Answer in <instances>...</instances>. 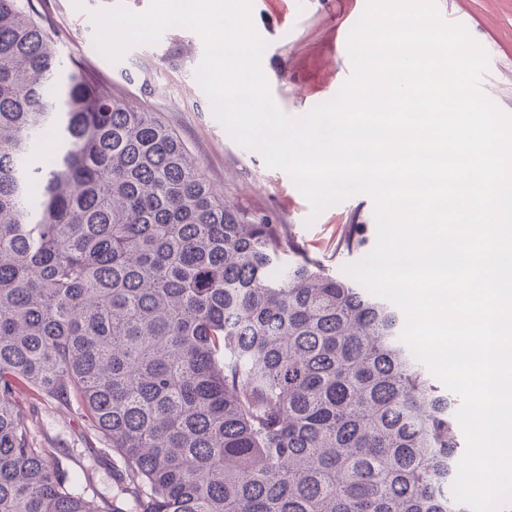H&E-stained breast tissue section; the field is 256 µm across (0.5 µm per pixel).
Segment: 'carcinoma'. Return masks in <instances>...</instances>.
Instances as JSON below:
<instances>
[{
    "label": "carcinoma",
    "mask_w": 512,
    "mask_h": 512,
    "mask_svg": "<svg viewBox=\"0 0 512 512\" xmlns=\"http://www.w3.org/2000/svg\"><path fill=\"white\" fill-rule=\"evenodd\" d=\"M56 68L0 0V512H125L37 439L43 402L82 410L130 512H469L457 395L402 312L217 197L156 113Z\"/></svg>",
    "instance_id": "1"
}]
</instances>
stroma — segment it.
I'll list each match as a JSON object with an SVG mask.
<instances>
[{
    "instance_id": "1",
    "label": "stroma",
    "mask_w": 512,
    "mask_h": 512,
    "mask_svg": "<svg viewBox=\"0 0 512 512\" xmlns=\"http://www.w3.org/2000/svg\"><path fill=\"white\" fill-rule=\"evenodd\" d=\"M149 0H31L54 48L67 67L81 66L105 83L113 95L157 113L203 165L215 192L237 211L267 213L287 225L303 251L336 276L361 261L342 247L348 225L365 227L367 241L376 238L373 202L352 196L312 215L292 178L268 167L262 153L237 144L216 118L196 74L203 56L201 38L175 26L162 43L130 47L118 61L96 48L93 15L116 6L140 12ZM440 13L454 12L489 55L484 76L490 96L512 114V0H438ZM363 13V0H253L252 17L266 40L262 66L278 108L300 117L331 100L351 73V62L339 45L340 30ZM85 419L79 410L45 405L39 435L68 454L69 472L88 480L94 492L110 493L108 467H92L83 441Z\"/></svg>"
}]
</instances>
